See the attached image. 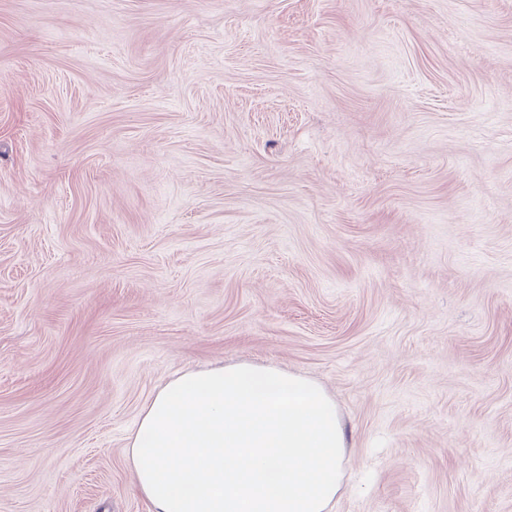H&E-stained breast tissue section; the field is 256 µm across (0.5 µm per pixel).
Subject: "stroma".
I'll list each match as a JSON object with an SVG mask.
<instances>
[{"instance_id":"obj_1","label":"stroma","mask_w":512,"mask_h":512,"mask_svg":"<svg viewBox=\"0 0 512 512\" xmlns=\"http://www.w3.org/2000/svg\"><path fill=\"white\" fill-rule=\"evenodd\" d=\"M240 362L335 399L334 512H512V0H0V512H151Z\"/></svg>"}]
</instances>
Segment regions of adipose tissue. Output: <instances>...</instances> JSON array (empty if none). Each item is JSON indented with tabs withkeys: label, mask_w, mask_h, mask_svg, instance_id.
Instances as JSON below:
<instances>
[{
	"label": "adipose tissue",
	"mask_w": 512,
	"mask_h": 512,
	"mask_svg": "<svg viewBox=\"0 0 512 512\" xmlns=\"http://www.w3.org/2000/svg\"><path fill=\"white\" fill-rule=\"evenodd\" d=\"M346 448L321 384L235 363L164 385L142 409L126 457L153 512H330Z\"/></svg>",
	"instance_id": "1"
}]
</instances>
